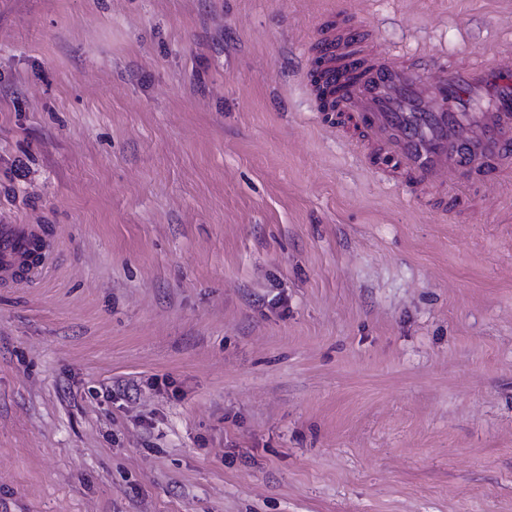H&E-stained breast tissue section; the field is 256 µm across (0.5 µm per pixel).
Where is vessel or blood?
Here are the masks:
<instances>
[{"mask_svg": "<svg viewBox=\"0 0 512 512\" xmlns=\"http://www.w3.org/2000/svg\"><path fill=\"white\" fill-rule=\"evenodd\" d=\"M301 71L319 126L352 124V146L384 177L441 213H459L512 176V42L490 56L413 59L384 51L377 36L320 17ZM459 188L445 189L448 173ZM36 239L29 224L0 225V273Z\"/></svg>", "mask_w": 512, "mask_h": 512, "instance_id": "b4317fda", "label": "vessel or blood"}]
</instances>
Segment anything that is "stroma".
<instances>
[{
  "label": "stroma",
  "mask_w": 512,
  "mask_h": 512,
  "mask_svg": "<svg viewBox=\"0 0 512 512\" xmlns=\"http://www.w3.org/2000/svg\"><path fill=\"white\" fill-rule=\"evenodd\" d=\"M414 56L512 0H0V512H512V187L323 132L320 15ZM38 239L35 227L31 224L0 225V264L1 273L10 275L13 261L26 257L32 243Z\"/></svg>",
  "instance_id": "35a3bbf8"
}]
</instances>
